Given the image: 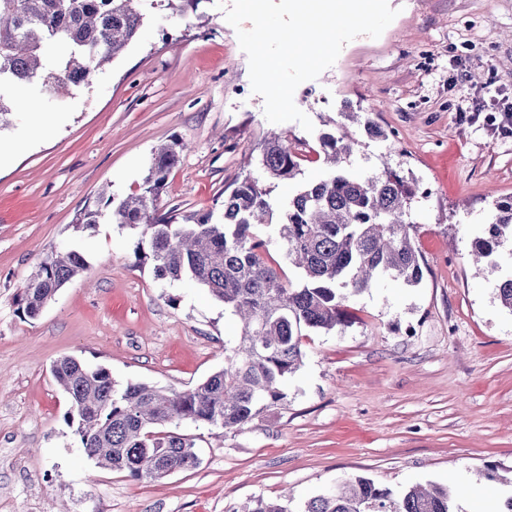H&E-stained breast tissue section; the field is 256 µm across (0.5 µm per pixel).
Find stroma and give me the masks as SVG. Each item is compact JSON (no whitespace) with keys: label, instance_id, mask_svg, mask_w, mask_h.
I'll use <instances>...</instances> for the list:
<instances>
[{"label":"stroma","instance_id":"1","mask_svg":"<svg viewBox=\"0 0 512 512\" xmlns=\"http://www.w3.org/2000/svg\"><path fill=\"white\" fill-rule=\"evenodd\" d=\"M398 14L378 38L356 37L300 84L282 130L316 142L344 106L371 112L389 143L363 139L353 169L381 155L409 170L419 285L382 279L353 297L345 332H308L283 401L243 429L184 421L199 463L156 482L98 467L68 425L50 367L64 355L114 380L184 391L224 366L239 334L222 302L191 280L135 267L134 230L79 227L101 189L139 190L151 153L186 148L157 200L160 211L222 214L224 193L259 176L258 144L273 123L251 89L249 61L214 0L203 19L154 11L127 52L68 97L39 86L11 93L0 156V512H241L263 497L300 507L342 478L393 495L415 483L512 494V311L498 286L512 244L475 271L469 252L512 196V0H389ZM80 252L86 270L30 320L17 296L52 251ZM496 482H489V473Z\"/></svg>","mask_w":512,"mask_h":512}]
</instances>
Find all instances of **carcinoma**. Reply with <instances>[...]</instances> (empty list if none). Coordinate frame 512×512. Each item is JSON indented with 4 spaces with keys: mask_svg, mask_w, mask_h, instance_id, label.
Masks as SVG:
<instances>
[{
    "mask_svg": "<svg viewBox=\"0 0 512 512\" xmlns=\"http://www.w3.org/2000/svg\"><path fill=\"white\" fill-rule=\"evenodd\" d=\"M204 0H0V129L11 112L9 92L38 83L49 96L87 84L137 37L151 10L173 18L198 13ZM370 139L388 133L370 113L346 112ZM358 140L344 131L323 132L317 146L288 131L259 143L257 164L267 182L247 176L224 195L222 219L160 212L156 202L185 144L158 150L140 192L114 203L100 195L78 224L93 228L105 215L139 230L138 264L153 266L160 280L191 279L224 303L241 322L239 339L224 346V368L197 386L169 391L146 382L118 384L108 369L72 355L53 362L51 375L69 398L66 421L75 427L87 457L134 480L158 481L195 467L194 439L173 430L182 421L243 429L261 409L286 398L284 382L300 367L302 337L312 330L345 331V302L390 277L408 286L423 279L421 256L411 241L410 209L420 184L412 173L380 158L377 173L336 169ZM313 152L330 168L301 180ZM291 188L278 207L274 189ZM512 240V197L497 200L483 235L473 243L477 260L497 255ZM278 249L282 261L271 254ZM294 279L283 281V265ZM87 267L75 250L47 256L18 298L19 310L37 318L68 281ZM244 512H292L278 500L258 498ZM303 512H464L448 489L408 487L398 499L365 477L348 478L310 498Z\"/></svg>",
    "mask_w": 512,
    "mask_h": 512,
    "instance_id": "obj_1",
    "label": "carcinoma"
}]
</instances>
